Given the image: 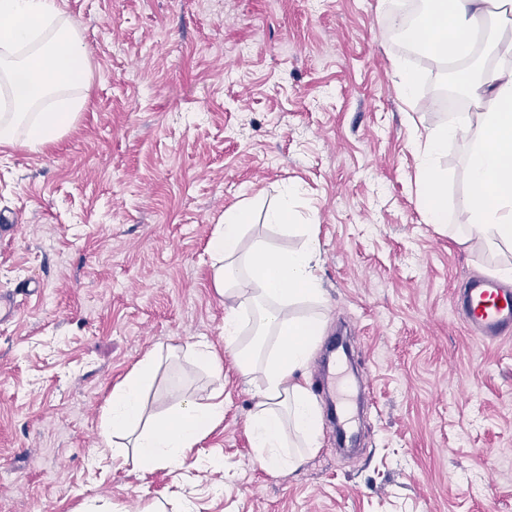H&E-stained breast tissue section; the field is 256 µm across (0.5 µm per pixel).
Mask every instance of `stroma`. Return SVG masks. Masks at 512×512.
<instances>
[{"label":"stroma","instance_id":"1","mask_svg":"<svg viewBox=\"0 0 512 512\" xmlns=\"http://www.w3.org/2000/svg\"><path fill=\"white\" fill-rule=\"evenodd\" d=\"M85 46L84 101L54 142L0 147V504L10 512H512V338L483 341L454 294L496 255L458 243L469 146L438 159L448 222L416 207V133L455 66L408 56L379 0H62ZM413 71L410 98L393 66ZM293 189L317 227L323 338L336 365L343 455L322 425L293 472L254 459L246 422L259 376L224 346L208 242L252 203L243 243L299 239L265 224ZM221 349L224 420L192 468L103 457L102 411L146 354L145 416L208 395L189 347Z\"/></svg>","mask_w":512,"mask_h":512}]
</instances>
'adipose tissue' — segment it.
Returning a JSON list of instances; mask_svg holds the SVG:
<instances>
[{
	"instance_id": "obj_1",
	"label": "adipose tissue",
	"mask_w": 512,
	"mask_h": 512,
	"mask_svg": "<svg viewBox=\"0 0 512 512\" xmlns=\"http://www.w3.org/2000/svg\"><path fill=\"white\" fill-rule=\"evenodd\" d=\"M497 14H512V0H445L441 11L424 22L425 48L437 63L451 55L472 59L473 32ZM490 48L500 65L468 74L461 83L470 99L488 100V108L457 114L452 124L416 135L411 148L425 181L417 208L426 223L444 224L448 194L434 166L449 139L468 142L463 240L499 254L512 252V39H494ZM292 217L285 199L265 213L267 224L301 236L298 248L278 251L260 240L246 248L242 240L252 207L240 202L225 211L208 247L212 286L224 302L225 345L235 350L243 376L261 375L247 418L254 457L261 466L290 472L319 447L320 412L303 370L325 326L323 314L295 313L299 303L318 301L322 290L315 274L319 242L314 227L293 223ZM193 352L215 382L205 400L180 397L172 413L144 422V393L158 369L151 353L113 389L102 431L113 457L132 446L141 469L159 464L182 469L188 449L223 421V364L209 342L195 343Z\"/></svg>"
}]
</instances>
